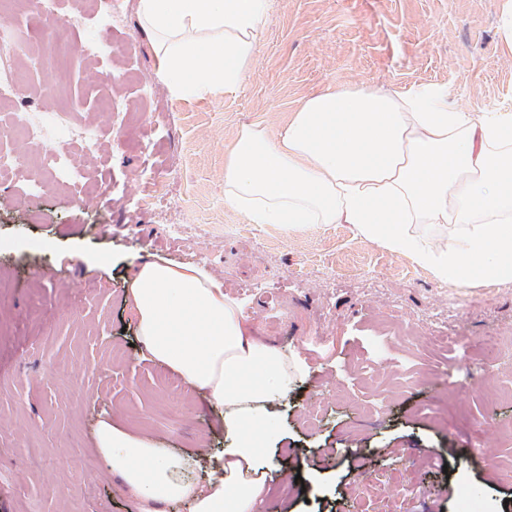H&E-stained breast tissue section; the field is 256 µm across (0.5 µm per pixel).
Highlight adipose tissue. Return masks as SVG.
I'll use <instances>...</instances> for the list:
<instances>
[{
    "label": "adipose tissue",
    "instance_id": "ef3b65f1",
    "mask_svg": "<svg viewBox=\"0 0 512 512\" xmlns=\"http://www.w3.org/2000/svg\"><path fill=\"white\" fill-rule=\"evenodd\" d=\"M270 0H138L156 69L174 96L236 93ZM224 203L252 224L296 233L350 224L454 286L512 282V113L460 112L446 87L326 89L277 128L243 127L224 157ZM138 339L157 364L224 410L230 443L206 485L192 457L102 421L95 445L139 504L161 512H255L266 490L269 409L300 363L251 335L241 306L204 269L158 257L129 284Z\"/></svg>",
    "mask_w": 512,
    "mask_h": 512
}]
</instances>
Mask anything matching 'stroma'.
I'll use <instances>...</instances> for the list:
<instances>
[{
	"label": "stroma",
	"instance_id": "obj_1",
	"mask_svg": "<svg viewBox=\"0 0 512 512\" xmlns=\"http://www.w3.org/2000/svg\"><path fill=\"white\" fill-rule=\"evenodd\" d=\"M137 3L111 18L101 0H60L84 15L69 42L105 30L120 48L60 68L28 67L41 21L26 11L14 104L112 190L30 197L29 166L0 184V512H136L94 447L104 418L177 453L226 447L223 411L138 343L128 283L156 256L205 266L254 335L310 368L270 410L265 512H506L512 283L456 287L352 225L287 236L224 203L240 128L281 124L329 88L439 84L455 110L512 112L499 0H272L239 91L190 99L157 74ZM59 111L100 129L98 154L56 126ZM158 171L168 197L139 206ZM468 418L486 420L480 435Z\"/></svg>",
	"mask_w": 512,
	"mask_h": 512
}]
</instances>
